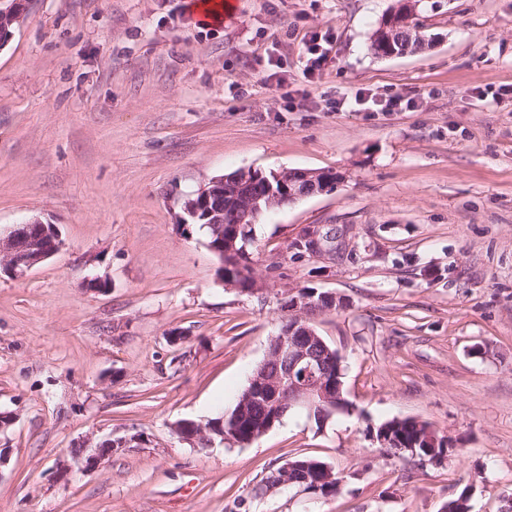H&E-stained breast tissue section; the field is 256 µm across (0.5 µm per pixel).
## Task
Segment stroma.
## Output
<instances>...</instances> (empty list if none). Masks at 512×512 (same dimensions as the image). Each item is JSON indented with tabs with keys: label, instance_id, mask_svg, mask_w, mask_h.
Segmentation results:
<instances>
[{
	"label": "stroma",
	"instance_id": "35a3bbf8",
	"mask_svg": "<svg viewBox=\"0 0 512 512\" xmlns=\"http://www.w3.org/2000/svg\"><path fill=\"white\" fill-rule=\"evenodd\" d=\"M193 0H31L0 46V233L38 218L63 245L0 269V512H471L512 498V0H418L422 50L378 57L396 0H234L194 23ZM322 76L304 82L312 33ZM281 58L290 106L265 85ZM399 94V112L332 111L340 94ZM239 169L336 172L334 189L264 212L259 290L219 279L185 200ZM312 224L335 253L293 243ZM102 288L90 287L91 279ZM303 288L344 358L352 409L295 408L258 440L205 448L175 424L231 412ZM415 418L455 449L393 458L371 431ZM139 435L97 468L62 472L78 443ZM307 454L339 496H258Z\"/></svg>",
	"mask_w": 512,
	"mask_h": 512
}]
</instances>
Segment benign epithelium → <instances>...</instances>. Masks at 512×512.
Segmentation results:
<instances>
[{"instance_id": "1", "label": "benign epithelium", "mask_w": 512, "mask_h": 512, "mask_svg": "<svg viewBox=\"0 0 512 512\" xmlns=\"http://www.w3.org/2000/svg\"><path fill=\"white\" fill-rule=\"evenodd\" d=\"M27 8L28 0H0V33L18 22ZM262 177V172L250 169L222 175L199 188L194 197L184 203V211L190 218H199L212 228V240L207 246L219 257L222 267L236 269L242 277L247 275L242 256L248 254L250 240L239 237L236 231L224 235L225 216H230L238 228L250 225L252 217L265 207L288 206L303 197L327 192L336 184V176L326 171L290 170L285 176L278 177L280 190L268 187L262 191L258 187ZM330 240L331 235L322 234L318 228L309 230L304 237L308 251L312 253L323 250ZM61 247L62 240L56 225L36 218L18 225L7 237L0 238V264L16 274H23L57 253ZM341 305V300L330 293L321 294L318 304L306 296L294 298L288 308L292 312L288 324L272 339L267 352V355L274 354L283 360L284 368L270 379H252L253 390L276 408L298 407L311 415L322 407L340 410V396L334 393L336 384L327 378L318 359L303 342L308 338H318L315 329L309 325L312 313L332 311ZM204 434L205 425L193 421L181 424L177 432L181 441L192 446ZM137 440L139 436L134 434L117 439L108 437L94 444L84 442L78 445L80 451L70 455V461L62 464V469L95 468L112 457V452L129 448ZM288 483L301 484L300 492L316 499L327 479L294 476Z\"/></svg>"}]
</instances>
